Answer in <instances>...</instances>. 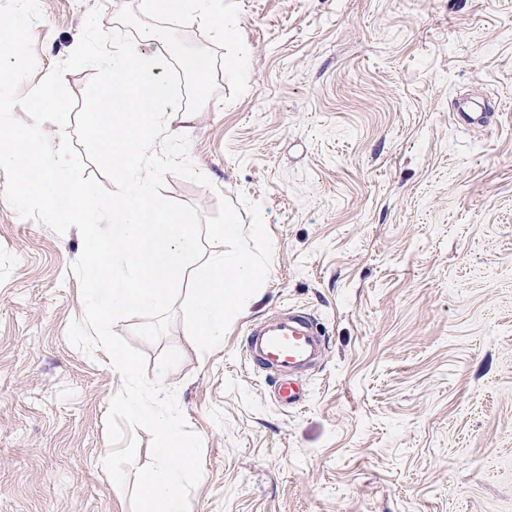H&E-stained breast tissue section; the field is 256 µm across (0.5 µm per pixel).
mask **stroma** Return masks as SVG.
Here are the masks:
<instances>
[{"label":"stroma","instance_id":"obj_1","mask_svg":"<svg viewBox=\"0 0 512 512\" xmlns=\"http://www.w3.org/2000/svg\"><path fill=\"white\" fill-rule=\"evenodd\" d=\"M139 2L38 0L30 85L89 10L112 33ZM238 4L247 90L217 71L166 121L210 184L170 173L161 193L205 218L222 196L259 203L268 278L205 354L179 315L156 343L113 327L202 440L189 512H512V0ZM462 98L485 119L457 121ZM81 250L0 192V512H132L100 463L122 379L67 339ZM283 308L326 345L294 408L242 347Z\"/></svg>","mask_w":512,"mask_h":512}]
</instances>
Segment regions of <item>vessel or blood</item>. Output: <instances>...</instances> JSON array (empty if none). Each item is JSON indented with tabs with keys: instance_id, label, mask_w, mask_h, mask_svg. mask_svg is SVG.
Wrapping results in <instances>:
<instances>
[{
	"instance_id": "vessel-or-blood-1",
	"label": "vessel or blood",
	"mask_w": 512,
	"mask_h": 512,
	"mask_svg": "<svg viewBox=\"0 0 512 512\" xmlns=\"http://www.w3.org/2000/svg\"><path fill=\"white\" fill-rule=\"evenodd\" d=\"M251 367L274 379L275 400L285 406L299 405L303 392L299 371L311 364L322 348V338L305 313L282 310L274 317L252 324L244 339Z\"/></svg>"
}]
</instances>
